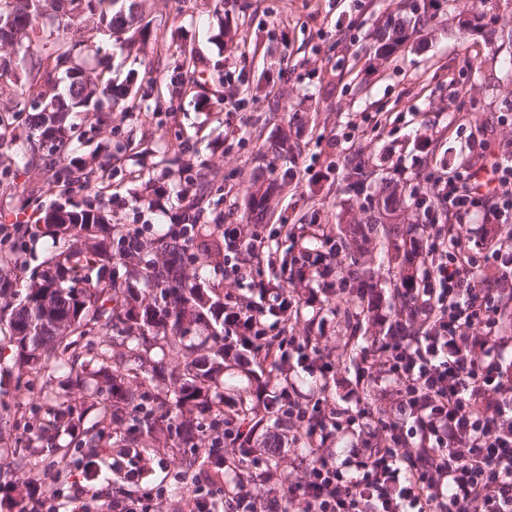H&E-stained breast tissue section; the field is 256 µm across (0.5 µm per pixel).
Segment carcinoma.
I'll return each mask as SVG.
<instances>
[{
  "mask_svg": "<svg viewBox=\"0 0 512 512\" xmlns=\"http://www.w3.org/2000/svg\"><path fill=\"white\" fill-rule=\"evenodd\" d=\"M58 0H0V41L10 44L31 36L46 35L44 52L31 54L24 69L17 72L11 61L0 59V79L8 77L16 87L13 113L28 112L23 125L0 119V145L19 144V154H0V172L7 174L19 164L25 169L41 167L52 173L54 182L77 183L88 189L103 167L87 171L63 165L66 142L81 129L68 122L72 114L94 118L104 127L112 116L94 107L95 97L113 104L131 102L133 108L159 109L160 101L142 106L134 102L130 84L114 85L103 72L85 64L90 46L84 32L91 28L107 39L124 38L129 48L151 36L138 0H70V8L58 13ZM444 0H411L408 26L420 32L432 25L443 10ZM406 26V27H408ZM406 27H395L378 35L374 58L390 60L407 39ZM171 95L178 96L207 84L197 74L193 52L183 54L171 73L159 79ZM288 136L270 135L261 144L255 160L258 166L274 168L283 160L289 166L280 179L254 182L248 189L247 224H260L272 217L271 199L294 176L289 158ZM346 191L362 193L364 186L377 183V194L365 198L359 213L347 212L345 228L336 235L320 231L301 236L302 249L319 254L345 253L344 289L351 308L345 318L356 329L369 322L368 302L373 294V272L365 259V246L378 247L388 256L387 275L397 288H416L421 280L408 242L409 231L429 221L431 212L438 223L445 221L438 210L437 196L406 190L401 180L384 177L379 165L349 162L345 165ZM196 202H213L212 223H199L204 209L184 217L189 223L181 236L167 232L150 240L108 224L98 195L83 205L59 206L43 212L39 222H17V240L0 253V313H8L9 342L15 349L18 369L69 370L75 382L97 411V418L74 417L75 405L67 397H56L51 424L54 436L81 431L85 458L98 459L100 434L97 421H108L120 429L115 442L117 457L150 460L155 444L174 440L178 448H196L203 433L230 427V450L214 457L190 456L182 465L199 474L209 471L223 477L233 491L255 489L270 478L285 481L277 430L288 429V393L277 394L259 414L257 404L270 387L269 377L277 372L284 352L286 329L277 312L258 314L236 329L224 324V293L215 282L200 280L187 267L207 269L224 275V261L233 251L224 245V213L219 201L211 200L212 179L200 173L189 182ZM46 240L47 254L33 265L25 252V239ZM296 255H283L280 269L269 283L284 288L280 280L291 281ZM21 275L25 285L13 288L12 277ZM323 317L306 320L302 342L319 344ZM276 331L270 336L267 329ZM249 339L263 346L266 355L247 365L244 379L226 381L224 357L228 336ZM87 336L99 344L119 350L115 365L105 366L97 356L83 360L77 347Z\"/></svg>",
  "mask_w": 512,
  "mask_h": 512,
  "instance_id": "cac0c4a2",
  "label": "carcinoma"
}]
</instances>
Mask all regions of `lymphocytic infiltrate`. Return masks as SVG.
<instances>
[{
  "label": "lymphocytic infiltrate",
  "mask_w": 512,
  "mask_h": 512,
  "mask_svg": "<svg viewBox=\"0 0 512 512\" xmlns=\"http://www.w3.org/2000/svg\"><path fill=\"white\" fill-rule=\"evenodd\" d=\"M491 144L473 138L464 174L434 176L448 223H469L476 208L487 220L512 219V165L489 161ZM424 287L404 291L401 310L374 314L369 348L355 383L356 406L337 410L314 396L293 429L311 431L313 451L287 486L262 483L238 492L234 512H256L259 501L296 491L306 512H512V248L485 230L486 264L449 248L439 231L412 239ZM331 266L303 262L296 288L261 286L270 308L291 314L313 276ZM284 372L336 373V346L304 347L288 339ZM352 435L346 456L338 436Z\"/></svg>",
  "instance_id": "1"
}]
</instances>
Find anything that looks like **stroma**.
<instances>
[{"label":"stroma","mask_w":512,"mask_h":512,"mask_svg":"<svg viewBox=\"0 0 512 512\" xmlns=\"http://www.w3.org/2000/svg\"><path fill=\"white\" fill-rule=\"evenodd\" d=\"M398 0H142L155 33L137 56L124 45L86 32L99 53L89 67L123 80L130 68L156 73L172 68L182 50H192L211 80L202 98L180 97L157 112L115 108L109 127L87 129L71 155L111 158L112 169L99 184L103 211L113 223L140 230L150 238L168 228L193 200L189 172H167L164 157L183 151L192 166H204L220 186V209L228 224L239 223L246 208L245 190L254 177L269 178L253 160L260 132H284L297 145V173L277 195L271 219L262 225L261 255L272 254L283 224H332L347 196L343 181L347 162L368 159L385 170L404 171L411 186L433 192L428 181L436 159L448 162V173L461 171L470 157V139L492 127L494 149L512 161V68L504 66L512 46L483 34L462 35L464 20L482 23L512 17V0H450L441 27L414 36L390 64L373 69L371 35L397 13ZM235 29L238 44H224L225 29ZM275 93L291 106L268 112L265 96ZM428 141L433 160L420 162L418 145ZM161 188L163 206L149 207L146 188ZM35 195L43 206L62 196L83 203L87 190L72 186L68 194L54 188L41 169L18 174L13 186H0V225L13 224L21 197ZM341 288L321 282L301 300L303 319L295 335L306 333L305 319L315 303L325 305L323 330L344 335V318L336 305ZM68 394L74 405L83 397L62 372L46 369L0 380V462L25 454L31 464L6 477L0 489V512H14L13 501L27 497L32 481L56 496L67 512L75 489L55 480L59 465L84 463L79 436L41 439V426L53 416L54 397ZM181 448L157 449L150 475L127 488L129 496L162 486L156 512H174L190 480L173 468L184 457Z\"/></svg>","instance_id":"obj_1"}]
</instances>
